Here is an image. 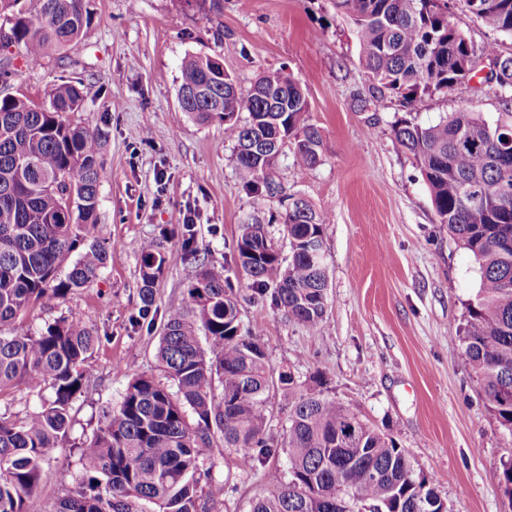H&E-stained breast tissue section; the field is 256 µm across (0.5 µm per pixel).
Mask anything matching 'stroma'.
<instances>
[{"label":"stroma","instance_id":"1","mask_svg":"<svg viewBox=\"0 0 512 512\" xmlns=\"http://www.w3.org/2000/svg\"><path fill=\"white\" fill-rule=\"evenodd\" d=\"M93 5L94 23L77 47L37 67L14 56L15 79L0 83V94L38 102L51 83L80 82L83 109L69 119L104 133L96 235L108 246L107 263L85 287L22 316L35 332L77 317L103 337L91 360L93 380L73 402V439L93 435L132 376L158 374L162 328L135 323L140 260L130 244L161 238L155 305L162 313L184 306L198 263L172 232L189 215L202 252L224 265L240 290L243 326L262 325L272 367L285 365L303 377L322 371L331 396L392 435L416 467L435 478L448 512H512L499 472L512 436L490 413L459 353L478 265L437 224L415 160L391 133L405 116L429 124L467 110L491 123L505 119L484 72L445 93L409 103L395 97L385 109L363 111L358 101L370 95L371 83L333 0H222L218 12L194 0ZM448 19L474 45L494 38L512 52V37L494 35L464 0H449ZM192 55L220 58L245 89L258 72L282 71L306 90V118L322 136V161L307 167L284 150L276 177L286 193L313 206L334 204L324 227L329 300L320 330L248 300L232 244L243 222L268 216L278 203L243 189L223 123L180 108L181 66ZM207 457L214 475H231L234 484L214 512H249L265 484L222 441H214ZM80 471L77 450L63 442L45 464L27 512H51Z\"/></svg>","mask_w":512,"mask_h":512}]
</instances>
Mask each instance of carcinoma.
<instances>
[{
	"instance_id": "carcinoma-1",
	"label": "carcinoma",
	"mask_w": 512,
	"mask_h": 512,
	"mask_svg": "<svg viewBox=\"0 0 512 512\" xmlns=\"http://www.w3.org/2000/svg\"><path fill=\"white\" fill-rule=\"evenodd\" d=\"M88 2L0 0L9 32L0 40V80L16 74L7 56L12 47L35 67L50 51L77 46L92 23ZM465 3L491 31L512 35V0ZM334 4L352 26L374 107L388 96L410 102L448 91L471 75L475 55L499 65L495 94L512 106V53L496 40L474 48L448 22L447 0ZM259 76L262 89L244 90L236 79L222 78L212 57L191 56L182 64L178 92L194 97L179 105L224 123L247 193L283 195L268 223L242 225L233 260L250 274L251 299L269 300L288 319L317 331L327 315L328 276L313 246L323 244L332 212L284 193L268 143L294 139L297 160L314 167L322 139L306 123L301 83L280 72ZM82 101L78 81L52 85L43 103L0 98V398L21 383L52 390L39 410L0 411V512H26L44 464L70 439L72 401L88 382L89 361L102 342L77 318L62 317L38 333L19 320L42 300L95 280L107 261L95 236L102 132L66 119ZM392 134L414 157L437 223L478 263L480 283L468 304L461 355L490 412L512 436V120L492 124L461 111L430 125L398 119ZM269 223L282 226L288 258L274 248ZM179 243L186 254L198 255L193 225H183ZM133 249L141 276L135 321L150 327L163 257L152 239ZM187 295L186 307L165 315L157 349L168 383L135 375L98 431L73 443L80 476L51 512H212L231 489L230 477L219 480L206 465L204 451L216 438L269 488L251 512H434L440 495L433 478L416 471L408 452L370 423L346 433L351 411L330 396L322 374L303 379L287 366H270L261 328L241 325L239 291L224 267L202 265ZM277 394L288 409L279 436L270 433L267 416ZM282 455L287 470L267 467ZM365 468L382 479L362 477ZM499 471L512 501V455L500 459Z\"/></svg>"
}]
</instances>
